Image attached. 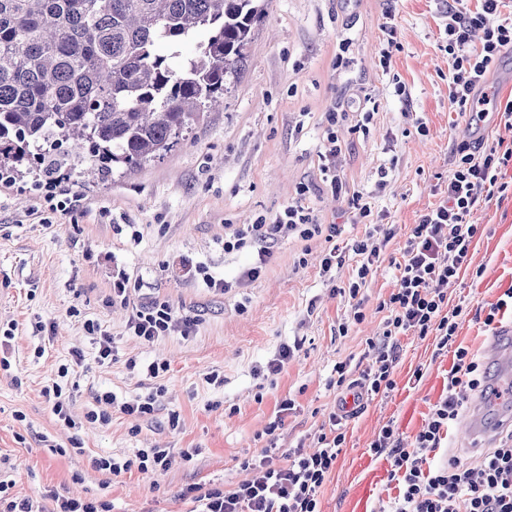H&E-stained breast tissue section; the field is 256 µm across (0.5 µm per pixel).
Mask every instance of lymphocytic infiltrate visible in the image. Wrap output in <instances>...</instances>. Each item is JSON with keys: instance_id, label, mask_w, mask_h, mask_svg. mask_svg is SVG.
<instances>
[{"instance_id": "lymphocytic-infiltrate-1", "label": "lymphocytic infiltrate", "mask_w": 512, "mask_h": 512, "mask_svg": "<svg viewBox=\"0 0 512 512\" xmlns=\"http://www.w3.org/2000/svg\"><path fill=\"white\" fill-rule=\"evenodd\" d=\"M439 2L451 60L448 107L473 126L485 119L476 107L475 92L504 50L512 48V16L503 15L504 0H478L473 8L465 0ZM476 34L481 37L477 48L471 44ZM340 152L335 134H328L319 152L321 168L332 193L345 195L352 223L362 224L375 211V196L370 192L347 191L335 167ZM511 163L512 144L477 147L466 143L457 147L446 190L414 225L395 264L399 286L382 303L387 315L379 336L369 341L376 351L373 361L357 374L345 363L335 368L337 387L358 388L374 398L386 397L396 387L393 375L401 337L431 336L437 349L454 352L446 393L433 407L412 445L402 443L391 424L384 426L370 445L374 456L390 460L389 477L398 485V494L385 512H512V434L483 456L479 469L465 467L453 457L429 468L423 465L424 450L439 448L458 418L463 390L481 391L487 379L483 361L456 343L463 308L449 306L443 287L469 268L471 249L481 230L480 225L472 223V214L480 202L492 200L495 193L501 192L498 178ZM339 235L338 225L320 222L299 196L282 210L258 217L225 239V252H257L256 262L238 279L215 278L202 266L196 267L195 276L213 293H227L243 282L257 279L273 257L272 244L291 236L305 241L324 239L327 249L321 269L327 274L342 263V252L336 242ZM131 296L127 274L117 272L112 277V301L130 307L127 329L131 336L152 343L174 332L186 337L195 332L196 320L177 315L169 301L155 296L135 304ZM158 396V391L153 390L121 402L114 393L102 391L96 394V407L87 412L86 419L105 425L116 411L145 416L154 411ZM293 407V401L288 399L279 403L274 421L265 430L269 441L264 453L241 463L245 469L261 468V476L230 487L190 484L182 494L192 504L190 512H320L318 493L336 467L346 435L337 416H330L329 428L319 435L313 451L290 450L285 464L273 466L271 454L277 448L274 433ZM167 456L163 448H142L135 458H97L93 465L114 477L134 468L155 474L165 470ZM13 486V481L0 480V512H111L107 501L68 498L53 490L45 491L40 501L19 499L10 494Z\"/></svg>"}]
</instances>
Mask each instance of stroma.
<instances>
[{
    "instance_id": "35a3bbf8",
    "label": "stroma",
    "mask_w": 512,
    "mask_h": 512,
    "mask_svg": "<svg viewBox=\"0 0 512 512\" xmlns=\"http://www.w3.org/2000/svg\"><path fill=\"white\" fill-rule=\"evenodd\" d=\"M389 26L401 49L385 67ZM447 44L438 0H269L222 108L207 113L163 158L114 172L106 184L85 186L73 177L60 188L0 184V327L16 326L11 367L0 369V477L13 480V494L36 497L53 487L106 500L112 512H189L181 497L189 484L251 478L240 463L265 445V429L285 398L295 407L279 446H312L346 396L329 384L336 363L370 360L368 340L385 318L378 306L397 286L393 270L378 267L352 299L344 289L354 279L353 253L331 282L321 272L322 240L292 237L276 242L258 279L225 295L202 288L190 267L204 266L218 279L238 277L256 256L225 252V235L281 210L305 185L306 205L321 222L339 224L340 242L369 232V225L350 222L345 197L320 187L318 152L331 129L342 146L341 178L352 190L377 191L382 230L391 236L386 253L400 257L413 224L446 188L456 146L475 137L488 145L512 140L499 110L512 101V53H503L486 80L499 107L473 132L448 111ZM337 103L347 116L332 128L325 114ZM361 112L371 120L358 131ZM420 121L425 131H418ZM383 168L387 185L380 191ZM504 180L505 195L475 210L482 234L471 267L448 287L450 304L468 306L456 343L478 355L489 331L476 312H489L512 289V165ZM65 188L70 208L51 210L48 197ZM120 269L139 287L134 300H168L177 314L197 320L196 333L150 344L129 336L127 310L109 302ZM356 300L364 314L359 322ZM89 319L113 336L111 360H98L84 329ZM38 321L49 326V336L35 334ZM295 341L301 349L275 381L256 375L280 344ZM76 349L84 358L71 378L75 425L68 428L41 389ZM131 358L168 367L157 381L165 392L155 412H116L107 425L88 423L97 392L121 400L147 392L152 382L128 370ZM452 363V353L435 355L432 339L402 337L395 390L366 400L345 422L346 446L320 490L321 512H378L396 496L389 462L369 445L390 422L411 442ZM212 371L223 376L222 385L206 383ZM74 437L83 453L69 452ZM141 448L169 449L167 469L111 480L90 465L95 457L131 458ZM190 448L195 454L188 460L183 453Z\"/></svg>"
}]
</instances>
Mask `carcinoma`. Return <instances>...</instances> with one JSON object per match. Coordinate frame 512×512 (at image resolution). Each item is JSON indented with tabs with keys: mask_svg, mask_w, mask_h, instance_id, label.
Instances as JSON below:
<instances>
[{
	"mask_svg": "<svg viewBox=\"0 0 512 512\" xmlns=\"http://www.w3.org/2000/svg\"><path fill=\"white\" fill-rule=\"evenodd\" d=\"M267 2L0 0V181L162 158L223 102Z\"/></svg>",
	"mask_w": 512,
	"mask_h": 512,
	"instance_id": "carcinoma-1",
	"label": "carcinoma"
}]
</instances>
